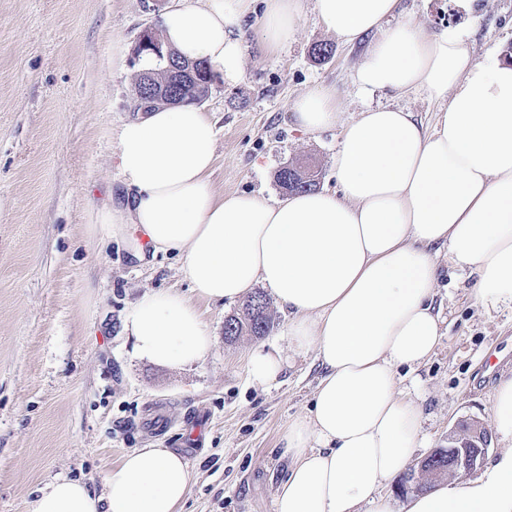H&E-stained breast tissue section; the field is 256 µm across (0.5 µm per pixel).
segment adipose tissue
I'll list each match as a JSON object with an SVG mask.
<instances>
[{"label": "adipose tissue", "instance_id": "adipose-tissue-1", "mask_svg": "<svg viewBox=\"0 0 512 512\" xmlns=\"http://www.w3.org/2000/svg\"><path fill=\"white\" fill-rule=\"evenodd\" d=\"M270 50L290 41L303 0H264ZM252 0H179L162 16L166 47L235 78ZM326 31L367 42L356 79L367 90L422 92L440 104L435 124L394 106L342 122L335 90L294 101L305 133L340 127L334 191L270 202L218 194L209 181L217 130L195 104L163 106L122 125L118 166L125 208L100 211L109 237L135 230L154 252H173L192 296L144 292L124 320L136 357L182 369L214 346L197 300L233 302L255 285L287 309L288 343L323 373L307 413L282 437L288 468L275 512H393L382 490L425 447L421 406L404 396L443 337L434 305L440 254L469 271L473 297L512 305V61L478 60L454 27L429 32L399 20L400 0H314ZM492 420L496 459L465 480L409 496L402 512H512V377H501ZM193 473L169 448L127 452L104 474V493L59 478L28 512H180Z\"/></svg>", "mask_w": 512, "mask_h": 512}]
</instances>
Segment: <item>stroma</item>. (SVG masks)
<instances>
[{"instance_id": "stroma-1", "label": "stroma", "mask_w": 512, "mask_h": 512, "mask_svg": "<svg viewBox=\"0 0 512 512\" xmlns=\"http://www.w3.org/2000/svg\"><path fill=\"white\" fill-rule=\"evenodd\" d=\"M173 0H0V512H26L38 488L57 478L95 494L103 475L135 448L193 446L194 474L182 512H274L288 461L280 439L306 412L321 374L313 355H291L271 385L247 379L249 355L287 349L288 314L268 297L273 326L263 337H224L240 302L202 303L216 345L200 365L172 369L137 359L123 321L151 288L189 293L176 255L136 257L133 234L92 235L104 204L124 205L117 135L133 119L144 32H159ZM427 31L468 32L475 57L512 46V0H402ZM262 0L246 28L237 79L215 81L199 106L216 123L217 193L283 199L276 173L310 163L318 187H337L339 128L305 133L291 105L335 88L344 119L393 105L434 122L426 95L363 91L356 82L364 45L349 46L321 25L306 0L294 38L270 52L261 41ZM329 59L312 56L318 44ZM467 274L439 259L435 302L448 328L415 373L409 392L430 436L416 459L447 447L464 421L491 427V401L512 372V307H483ZM497 372L483 374L485 355Z\"/></svg>"}]
</instances>
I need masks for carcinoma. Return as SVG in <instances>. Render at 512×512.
<instances>
[{
    "instance_id": "1",
    "label": "carcinoma",
    "mask_w": 512,
    "mask_h": 512,
    "mask_svg": "<svg viewBox=\"0 0 512 512\" xmlns=\"http://www.w3.org/2000/svg\"><path fill=\"white\" fill-rule=\"evenodd\" d=\"M141 57L152 60L154 65L143 69L137 82L139 86L148 79L156 84L168 81L172 78L171 72L181 67L185 72L179 75L176 91L184 98L199 100L212 82L208 67L203 61L190 63L180 59L174 52L161 48L156 53L143 51ZM277 182L288 193L306 191L316 186L315 175L296 166L281 168L277 174ZM267 309L266 298L262 294L256 293L248 297L243 305V316L232 315L225 320L224 336L232 339L245 331L258 337L265 335L271 328ZM435 471H448V453L440 452L427 457L418 469L405 473L400 478L399 485L404 489L410 486L423 491V475Z\"/></svg>"
}]
</instances>
